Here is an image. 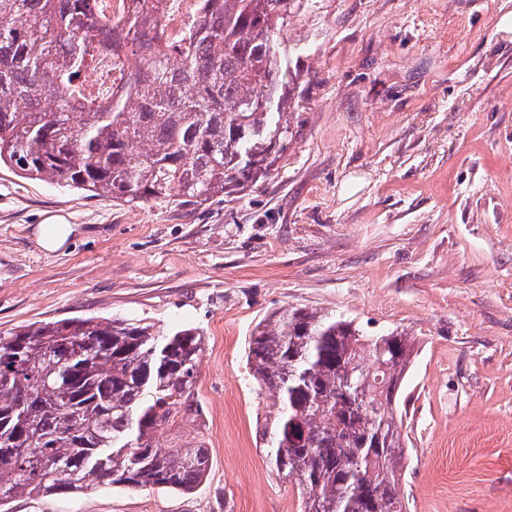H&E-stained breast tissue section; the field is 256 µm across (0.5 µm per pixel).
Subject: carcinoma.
<instances>
[{"mask_svg": "<svg viewBox=\"0 0 512 512\" xmlns=\"http://www.w3.org/2000/svg\"><path fill=\"white\" fill-rule=\"evenodd\" d=\"M163 0L114 18L90 0H0V166L126 204L193 210L267 176L290 130L277 32L302 0H203L169 39ZM120 88L95 95L90 71ZM197 327L68 318L0 332V508L102 485L187 493L206 442H163L201 415ZM415 338L282 308L246 351L270 400L261 440L302 512H407L400 385Z\"/></svg>", "mask_w": 512, "mask_h": 512, "instance_id": "1", "label": "carcinoma"}]
</instances>
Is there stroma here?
Segmentation results:
<instances>
[{
  "instance_id": "obj_1",
  "label": "stroma",
  "mask_w": 512,
  "mask_h": 512,
  "mask_svg": "<svg viewBox=\"0 0 512 512\" xmlns=\"http://www.w3.org/2000/svg\"><path fill=\"white\" fill-rule=\"evenodd\" d=\"M512 0H308L280 34L292 137L249 190L187 211L0 167V332L127 318L204 332L211 467L189 493L99 487L8 512H300L270 467L246 368L255 325L306 307L402 330L408 512H512ZM41 224H77L62 252Z\"/></svg>"
}]
</instances>
